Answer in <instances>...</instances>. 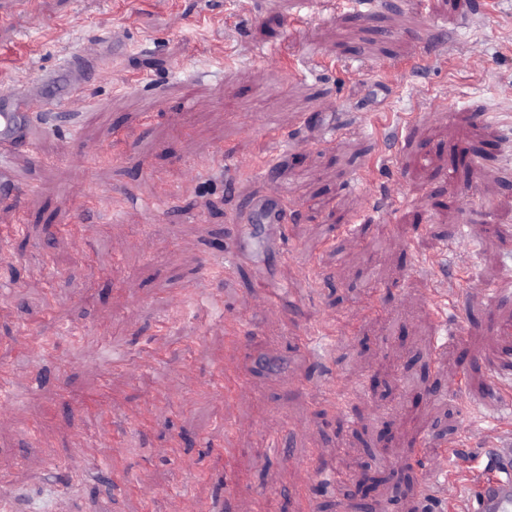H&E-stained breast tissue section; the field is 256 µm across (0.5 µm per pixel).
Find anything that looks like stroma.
Returning a JSON list of instances; mask_svg holds the SVG:
<instances>
[{
  "label": "stroma",
  "mask_w": 512,
  "mask_h": 512,
  "mask_svg": "<svg viewBox=\"0 0 512 512\" xmlns=\"http://www.w3.org/2000/svg\"><path fill=\"white\" fill-rule=\"evenodd\" d=\"M473 3L0 0V92L92 38L127 45L86 89L92 109L35 130L15 167L38 190L0 207V496L98 512L100 484L78 477L95 435L121 439L153 491L122 512H254L262 497L343 512L364 463L371 512H426L442 441L487 464L482 438L512 427L484 388L512 353V0ZM279 183L300 200L282 246L253 225L254 265L225 285L227 213ZM286 252L312 285L278 315L253 283ZM207 266L205 308L186 292ZM442 279L456 298L439 318ZM237 311L240 343L224 331ZM295 315L316 348L296 344ZM227 364L250 385L224 401L210 384ZM184 370L193 387L168 395ZM333 380L357 391L339 412L320 401ZM104 384L115 405L91 406ZM313 448L326 476L300 495Z\"/></svg>",
  "instance_id": "obj_1"
}]
</instances>
